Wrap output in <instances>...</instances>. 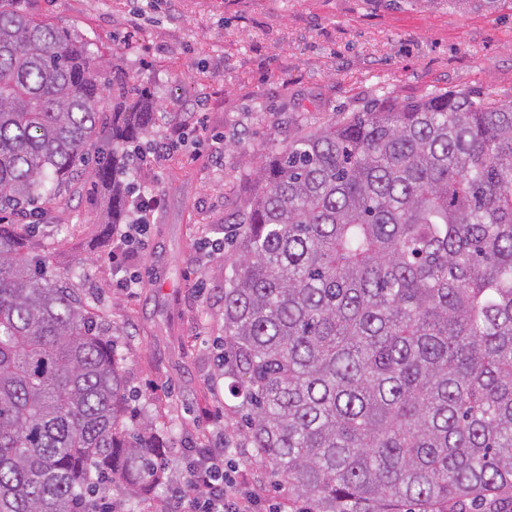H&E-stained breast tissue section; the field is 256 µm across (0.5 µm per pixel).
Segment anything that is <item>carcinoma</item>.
Segmentation results:
<instances>
[{"label": "carcinoma", "instance_id": "obj_1", "mask_svg": "<svg viewBox=\"0 0 512 512\" xmlns=\"http://www.w3.org/2000/svg\"><path fill=\"white\" fill-rule=\"evenodd\" d=\"M157 104L91 43L0 0V512L172 481L93 297L24 237L94 160L128 216ZM224 254L219 356L241 431L311 512H437L512 489V99L376 101L257 168Z\"/></svg>", "mask_w": 512, "mask_h": 512}]
</instances>
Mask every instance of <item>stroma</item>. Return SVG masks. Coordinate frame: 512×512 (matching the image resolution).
Listing matches in <instances>:
<instances>
[{
  "mask_svg": "<svg viewBox=\"0 0 512 512\" xmlns=\"http://www.w3.org/2000/svg\"><path fill=\"white\" fill-rule=\"evenodd\" d=\"M95 43L159 103L130 176L161 199L143 245L128 259L140 285L112 283V240L100 232L104 193L84 177L68 185L53 215L54 273L95 299L112 327L137 417H151L181 472L206 426L222 415L237 449L228 468H249L282 512L290 500L236 431L217 366L224 337V257L201 260L205 239L231 235L225 219L252 197L257 161L323 122L373 100L438 90L512 97V0L492 12L450 0H28ZM194 134L162 161L154 144L173 126ZM224 139L222 155L205 138Z\"/></svg>",
  "mask_w": 512,
  "mask_h": 512,
  "instance_id": "stroma-1",
  "label": "stroma"
}]
</instances>
